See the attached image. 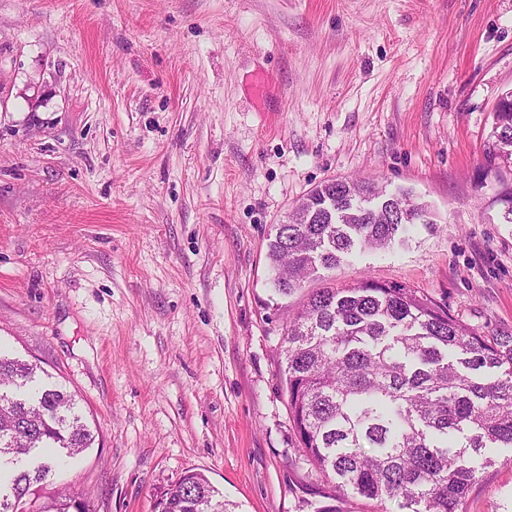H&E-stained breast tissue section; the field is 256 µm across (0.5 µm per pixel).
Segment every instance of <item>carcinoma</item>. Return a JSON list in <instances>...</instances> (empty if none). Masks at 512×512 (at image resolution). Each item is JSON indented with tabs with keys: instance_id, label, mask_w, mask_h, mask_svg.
Listing matches in <instances>:
<instances>
[{
	"instance_id": "1",
	"label": "carcinoma",
	"mask_w": 512,
	"mask_h": 512,
	"mask_svg": "<svg viewBox=\"0 0 512 512\" xmlns=\"http://www.w3.org/2000/svg\"><path fill=\"white\" fill-rule=\"evenodd\" d=\"M494 113L486 153L512 223V91ZM366 181L326 180L274 225L266 258L273 295L286 298L315 269L336 268L354 248L383 249L410 224H431L427 205L402 192L381 215L365 214ZM281 378L299 449L323 479L314 512L349 492L409 512H467L478 456L512 448V333H485L416 288L369 278L314 289L287 316ZM38 367L0 352V512L33 494L57 448L73 458L96 437L75 396L38 380ZM157 512H235L200 472H187Z\"/></svg>"
}]
</instances>
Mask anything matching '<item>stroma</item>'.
Returning <instances> with one entry per match:
<instances>
[{
  "label": "stroma",
  "mask_w": 512,
  "mask_h": 512,
  "mask_svg": "<svg viewBox=\"0 0 512 512\" xmlns=\"http://www.w3.org/2000/svg\"><path fill=\"white\" fill-rule=\"evenodd\" d=\"M512 0H0V351L97 441L36 506L155 512L185 472L237 512H312L280 382L274 227L327 179L412 191L433 225L330 278L418 289L512 331V224L484 167ZM467 512H512V448Z\"/></svg>",
  "instance_id": "obj_1"
}]
</instances>
